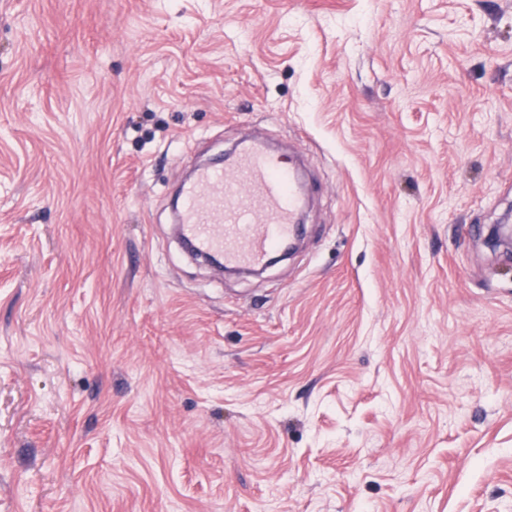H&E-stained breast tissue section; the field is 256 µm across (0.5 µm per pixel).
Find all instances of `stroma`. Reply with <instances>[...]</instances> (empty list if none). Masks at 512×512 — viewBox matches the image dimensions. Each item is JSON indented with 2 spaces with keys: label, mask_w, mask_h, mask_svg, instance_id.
I'll list each match as a JSON object with an SVG mask.
<instances>
[{
  "label": "stroma",
  "mask_w": 512,
  "mask_h": 512,
  "mask_svg": "<svg viewBox=\"0 0 512 512\" xmlns=\"http://www.w3.org/2000/svg\"><path fill=\"white\" fill-rule=\"evenodd\" d=\"M297 148L298 250L172 195ZM512 0H0V512H512Z\"/></svg>",
  "instance_id": "1"
}]
</instances>
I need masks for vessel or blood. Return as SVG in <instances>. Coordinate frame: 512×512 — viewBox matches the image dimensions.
Returning a JSON list of instances; mask_svg holds the SVG:
<instances>
[{
    "instance_id": "b4317fda",
    "label": "vessel or blood",
    "mask_w": 512,
    "mask_h": 512,
    "mask_svg": "<svg viewBox=\"0 0 512 512\" xmlns=\"http://www.w3.org/2000/svg\"><path fill=\"white\" fill-rule=\"evenodd\" d=\"M304 201L298 169L280 164L264 140L247 137L223 164L192 172L177 219L198 254L228 268L255 269L294 238Z\"/></svg>"
}]
</instances>
